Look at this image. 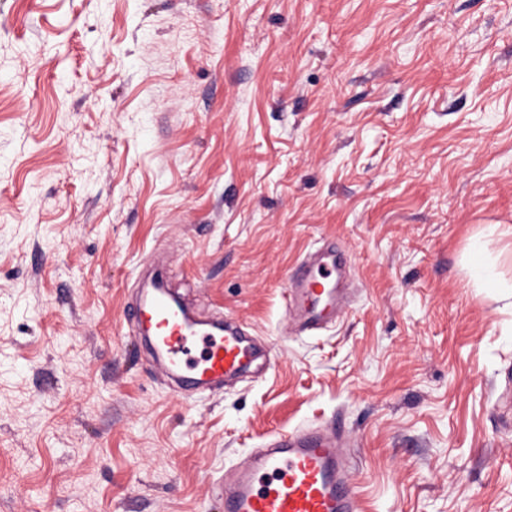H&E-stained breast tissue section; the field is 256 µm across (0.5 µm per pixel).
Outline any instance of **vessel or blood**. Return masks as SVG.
<instances>
[{
  "mask_svg": "<svg viewBox=\"0 0 512 512\" xmlns=\"http://www.w3.org/2000/svg\"><path fill=\"white\" fill-rule=\"evenodd\" d=\"M319 263H298L286 297L300 305L310 328L343 309L335 245ZM151 354L184 387L214 394L227 377L263 363L264 350L233 323L209 324L190 314L168 289L163 272L125 312ZM224 512H358L353 471L336 432L295 430L273 435L266 448L214 484Z\"/></svg>",
  "mask_w": 512,
  "mask_h": 512,
  "instance_id": "b4317fda",
  "label": "vessel or blood"
}]
</instances>
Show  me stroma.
Here are the masks:
<instances>
[{
  "mask_svg": "<svg viewBox=\"0 0 512 512\" xmlns=\"http://www.w3.org/2000/svg\"><path fill=\"white\" fill-rule=\"evenodd\" d=\"M512 0H0V512H222L340 427L362 512H512ZM484 239L500 288L467 265ZM341 247L320 329L293 266ZM271 348L177 389L145 261Z\"/></svg>",
  "mask_w": 512,
  "mask_h": 512,
  "instance_id": "obj_1",
  "label": "stroma"
}]
</instances>
